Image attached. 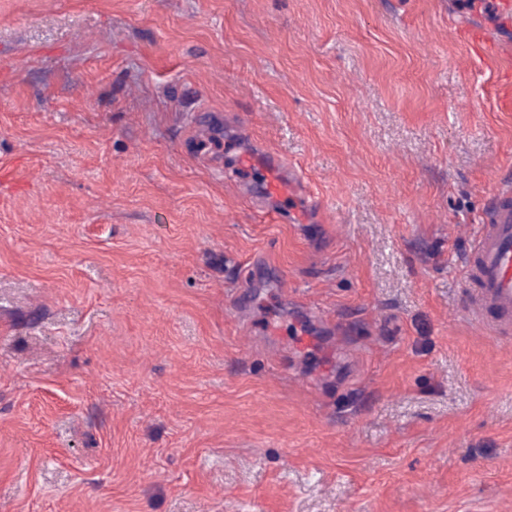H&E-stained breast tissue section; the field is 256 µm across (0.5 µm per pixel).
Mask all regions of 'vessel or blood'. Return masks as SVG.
Wrapping results in <instances>:
<instances>
[{"mask_svg": "<svg viewBox=\"0 0 512 512\" xmlns=\"http://www.w3.org/2000/svg\"><path fill=\"white\" fill-rule=\"evenodd\" d=\"M467 310L490 334L512 336V182L488 197L483 222L466 257Z\"/></svg>", "mask_w": 512, "mask_h": 512, "instance_id": "vessel-or-blood-1", "label": "vessel or blood"}]
</instances>
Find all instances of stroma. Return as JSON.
Listing matches in <instances>:
<instances>
[{"label": "stroma", "mask_w": 512, "mask_h": 512, "mask_svg": "<svg viewBox=\"0 0 512 512\" xmlns=\"http://www.w3.org/2000/svg\"><path fill=\"white\" fill-rule=\"evenodd\" d=\"M471 26L512 43L490 0H0V512H512Z\"/></svg>", "instance_id": "35a3bbf8"}]
</instances>
